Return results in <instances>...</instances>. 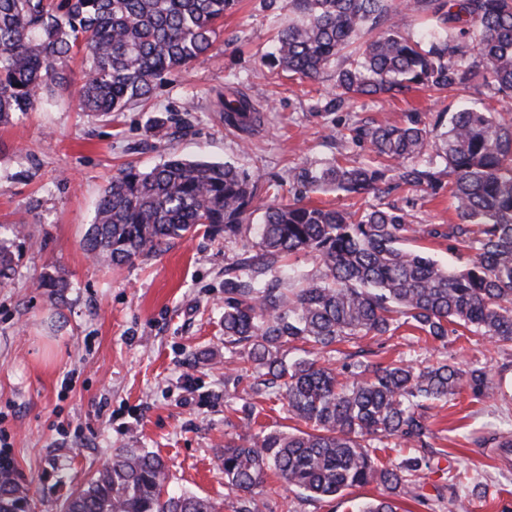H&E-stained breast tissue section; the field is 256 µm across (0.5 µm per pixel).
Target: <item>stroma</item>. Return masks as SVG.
I'll use <instances>...</instances> for the list:
<instances>
[{
    "label": "stroma",
    "mask_w": 512,
    "mask_h": 512,
    "mask_svg": "<svg viewBox=\"0 0 512 512\" xmlns=\"http://www.w3.org/2000/svg\"><path fill=\"white\" fill-rule=\"evenodd\" d=\"M287 14L262 0H240L224 17L216 55L165 76L146 102L111 116L79 112L81 56L69 62V86L35 110L0 125V225L22 222L13 244L16 268L0 285V429L11 437L13 468L34 512H62L67 496L125 448L158 454L173 493L237 512L224 488L218 450L224 437H250L243 407L257 422L287 429L282 397L255 392L258 372L238 349L224 344V268L252 254L267 197L234 238L198 230L120 267L106 265L81 245L107 182L126 164L150 168L179 155L231 162L264 179L288 184L290 170L342 160L368 162V146L340 148L338 135L358 125L415 119L431 125L468 103L488 111L497 99L420 89L397 99L365 97L353 109L326 111L333 73L295 80L263 59ZM235 87L265 116L263 130L243 140L224 126V95ZM367 204L408 207L417 224L456 223L447 190L405 188L367 197ZM57 270L71 283L52 296L37 282ZM379 360L422 364L448 360L461 369L501 370L506 400L488 402L462 390L433 410L435 447L447 450L422 476L424 491L446 488L461 471L480 485L459 488L467 512H512V460L473 440L512 433V351L473 336L449 335L447 344L418 341L408 328L364 339L357 348ZM370 484L342 496L312 500L289 488L266 495L263 512H351L379 496Z\"/></svg>",
    "instance_id": "35a3bbf8"
}]
</instances>
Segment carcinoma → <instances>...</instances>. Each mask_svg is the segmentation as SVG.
<instances>
[{
    "label": "carcinoma",
    "instance_id": "cac0c4a2",
    "mask_svg": "<svg viewBox=\"0 0 512 512\" xmlns=\"http://www.w3.org/2000/svg\"><path fill=\"white\" fill-rule=\"evenodd\" d=\"M238 0H0V125L30 112L67 88L74 56L85 61L77 107L104 117L149 98L161 76L213 57L217 28ZM288 11L274 37L271 61L300 79L335 69L336 109L362 97L405 96L423 86L512 99V0H263ZM426 14L431 25L416 38L405 18ZM224 122L249 134L261 124L253 101L239 91L224 99ZM351 141L366 143L376 164L298 168L294 194L276 200L275 184L232 163L171 156L149 170L128 165L104 188L85 252L115 266L158 250L199 228L232 236L260 191L265 208L257 252L224 274V342L264 369L288 415L308 429L224 436L219 461L224 487L240 497L238 512H259L278 482L323 499L376 483L383 494L355 512H399L419 500L420 473L444 451L434 448L431 409L462 387L495 400L499 386L484 368L462 370L448 361L419 367L400 359L363 361L362 349L341 353L349 339L392 336L407 326L420 339L445 344L458 325L495 344L512 343V107L483 112L464 106L436 132L417 121L361 125ZM448 177L459 223L441 230L414 224L402 207L371 205L345 212L304 202L330 188L364 198L387 186L437 193ZM0 237V284L14 272L13 240ZM443 238L467 255L461 269L441 266L405 244ZM308 254L316 274L285 264ZM38 287L53 295L69 287L47 272ZM301 342L314 353L343 354L335 368L318 359L285 362L280 350ZM408 452L396 466L376 452ZM506 456L512 439L477 440ZM28 495L14 474L0 471V512H27ZM63 512H215L195 494L168 491L162 458L126 448L72 493Z\"/></svg>",
    "mask_w": 512,
    "mask_h": 512
}]
</instances>
